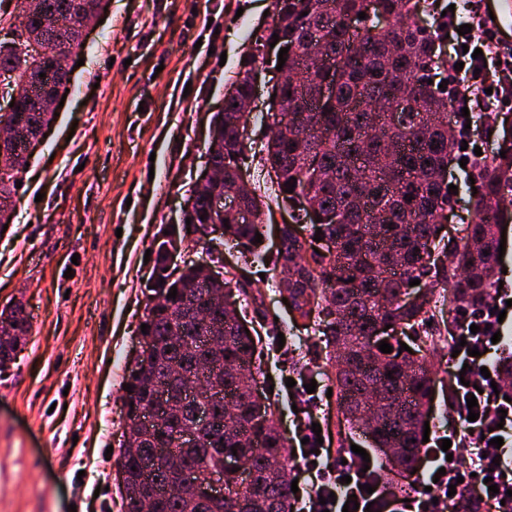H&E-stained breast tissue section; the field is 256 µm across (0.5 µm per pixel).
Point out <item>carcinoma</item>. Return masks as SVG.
I'll return each instance as SVG.
<instances>
[{
	"mask_svg": "<svg viewBox=\"0 0 512 512\" xmlns=\"http://www.w3.org/2000/svg\"><path fill=\"white\" fill-rule=\"evenodd\" d=\"M26 40L0 43V72L23 86L15 114L18 133L49 126L55 119L47 100L67 88L69 72L51 67L52 50L67 44L83 47L72 30L56 23L69 13L74 0H29ZM373 0H273L272 23L253 36L250 51L237 63L233 83L238 100L252 91L248 73L260 63L262 48L277 42L288 48L285 65L297 66L300 55L314 45L338 62L334 91L322 96V80L273 87L282 111L265 112L261 123L266 140L257 151L263 168L277 176L274 194L255 182L240 183L248 149L250 119L243 105L225 104L214 115L211 161L223 179L208 194L196 197L197 223L212 217L228 219L224 244L237 250L243 262L269 263L272 270H294L288 285V305L313 322L321 333L331 368L328 380L336 389L338 417L348 432L340 446L359 437L373 449L380 465L367 474L372 482L395 486L388 466L390 452L404 449L401 464L408 472V489L415 488L422 459L431 451L423 441L424 422L433 410L435 380L424 349L423 328L434 317V290L448 284V252L469 265L470 273L452 284L454 301L480 308L490 297L500 266V238L492 214L500 209L505 180L512 170V151L480 166L481 191L474 199L476 220L466 225L461 243L449 245L437 233L448 220L451 199L444 178L448 158L455 154L454 129L448 126V87L435 80L433 56L446 31L438 24L418 22L422 0H379L392 18L382 27ZM365 13V19L358 18ZM279 35L274 40L273 35ZM44 50L37 58L30 42ZM405 104L407 111L393 124L384 108ZM22 141H0V224L10 219L14 174L10 157ZM296 184L293 192L286 189ZM235 192L236 212L212 214V197ZM283 204L298 213L294 221L310 224V235L284 233L281 249L270 255L255 233H264L271 205ZM314 208L318 219L310 216ZM321 241H314L316 230ZM181 231L162 235L155 250L153 271L165 282L153 283V292L174 298L146 314L144 348L136 362L147 361L169 394L182 401L175 411H161L162 426L136 431L139 447L126 448L123 469V512H143L147 499L171 479L166 459L158 448H178L182 431L193 424L197 404L208 401L224 427L202 436L201 447L185 457L186 467L205 474L215 466L218 449L242 460L249 479L230 470L224 473V498L199 508L192 486L180 498L161 502L152 512H289L291 472L285 458L286 440L273 421L275 403L254 399L243 386L262 371L264 346L250 333L248 322L236 319L231 306L210 311L208 321L197 311L224 296L244 304L255 301L246 286L228 273L222 282H204L198 270L188 268L176 279L163 272L164 247ZM327 245L323 254L315 248ZM418 279L420 284L409 286ZM415 294L409 306L404 298ZM0 365L10 361L30 329L22 307L0 311ZM391 325L385 342L392 352L379 350L371 340L383 325ZM407 343L411 351L401 350ZM125 393L128 417L151 403L148 382L132 369ZM237 453H232V450ZM154 458L149 474L139 461Z\"/></svg>",
	"mask_w": 512,
	"mask_h": 512,
	"instance_id": "1",
	"label": "carcinoma"
}]
</instances>
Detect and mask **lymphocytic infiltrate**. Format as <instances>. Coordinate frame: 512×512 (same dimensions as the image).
<instances>
[{
	"mask_svg": "<svg viewBox=\"0 0 512 512\" xmlns=\"http://www.w3.org/2000/svg\"><path fill=\"white\" fill-rule=\"evenodd\" d=\"M483 0H464L461 9L448 15V35L457 43L467 45L468 53L458 54L462 70H449L448 102L455 112L453 123L460 140L469 145L464 156L465 172L475 175L482 159L474 153L475 147L486 144L487 129L467 128L466 113L483 109L512 112V49L494 39L482 12ZM470 25L471 31L459 34L460 25ZM481 49L480 57H472L473 49ZM512 320V289H495L479 309L467 310L455 319L453 343H465L466 348L454 357L449 371L453 396V411L458 427L451 434V453L470 449L467 463L447 461L445 455L429 454L432 471L422 479L408 499L378 489L366 492L368 479L355 463L332 464L317 451L312 425L315 414L296 426L298 448L297 469L301 488L296 494L301 506L298 512H342L347 500H357V512H366L368 503L382 499L385 512H447L448 507L467 505L469 512H512V452L507 447L489 444V436L506 437L512 429V400L495 393V386L505 379L495 364L489 363L492 352L503 350V343H492L494 332L503 328L499 315ZM476 397V408H468L469 397ZM478 413L476 421H469V413ZM442 476H435V469ZM496 484L497 492H490L489 484ZM336 494L335 504L325 506L321 500Z\"/></svg>",
	"mask_w": 512,
	"mask_h": 512,
	"instance_id": "lymphocytic-infiltrate-1",
	"label": "lymphocytic infiltrate"
}]
</instances>
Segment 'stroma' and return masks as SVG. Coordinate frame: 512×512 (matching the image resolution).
Instances as JSON below:
<instances>
[{
	"label": "stroma",
	"mask_w": 512,
	"mask_h": 512,
	"mask_svg": "<svg viewBox=\"0 0 512 512\" xmlns=\"http://www.w3.org/2000/svg\"><path fill=\"white\" fill-rule=\"evenodd\" d=\"M272 0H108L70 56L72 82L46 138L19 173L14 216L0 230V310L23 304L31 329L0 367V512H122L124 385L140 350L145 288L164 225L206 166L209 129ZM259 290L261 336L283 333L257 381L295 432L287 376L323 393L319 418L337 432L325 354L296 323L274 271L244 266ZM435 339L438 426L446 435L448 338L457 309L445 289Z\"/></svg>",
	"instance_id": "stroma-1"
}]
</instances>
